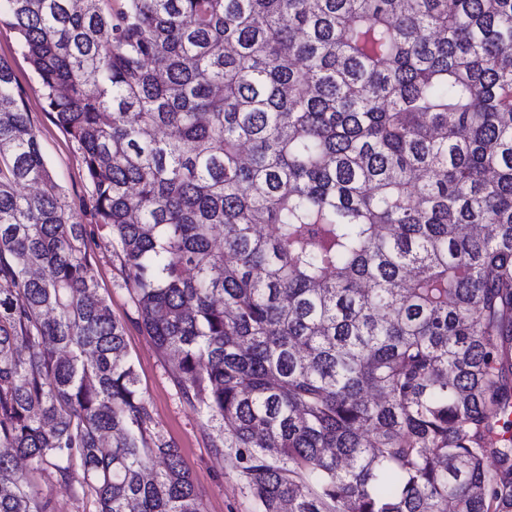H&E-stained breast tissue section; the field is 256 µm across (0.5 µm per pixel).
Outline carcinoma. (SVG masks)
Masks as SVG:
<instances>
[{
    "mask_svg": "<svg viewBox=\"0 0 512 512\" xmlns=\"http://www.w3.org/2000/svg\"><path fill=\"white\" fill-rule=\"evenodd\" d=\"M0 23L130 323L259 512H512V0H0ZM91 251L0 60V512H49L21 458L97 512H205ZM0 58L12 68L17 103L29 112L30 120L39 134L41 152L55 181L62 187L77 217L83 224H88V229L96 231L94 219L89 210L83 207L88 202L92 186L85 176L80 152L56 123L53 114L45 111L36 91L37 76L20 48L15 31L4 23L0 24ZM93 245V263L98 281V291L107 300L112 317L127 322L135 316L133 302L125 288L119 286L121 279L118 271L119 262L112 256V247L102 240L99 234Z\"/></svg>",
    "mask_w": 512,
    "mask_h": 512,
    "instance_id": "obj_1",
    "label": "carcinoma"
}]
</instances>
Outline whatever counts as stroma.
<instances>
[{
  "instance_id": "obj_1",
  "label": "stroma",
  "mask_w": 512,
  "mask_h": 512,
  "mask_svg": "<svg viewBox=\"0 0 512 512\" xmlns=\"http://www.w3.org/2000/svg\"><path fill=\"white\" fill-rule=\"evenodd\" d=\"M0 59L12 68L15 97L38 131L41 152L55 181L62 187L77 217L85 224H92L93 218L84 207L92 186L85 176L81 155L53 114L45 111L37 92V76L20 48L15 31L3 23L0 24ZM92 257L99 293L106 298L113 317L128 325L127 350L136 365L139 387L153 422L157 430L179 448L183 466L206 512H258L239 471L215 455L210 423L182 398L168 356L156 348L146 332L129 325L135 309L127 290L120 286L119 263L112 255L111 246L105 240H98ZM21 470L39 496L49 502L51 512H95L92 498L83 494L80 484L61 486L50 471L33 469L26 462L22 463Z\"/></svg>"
}]
</instances>
